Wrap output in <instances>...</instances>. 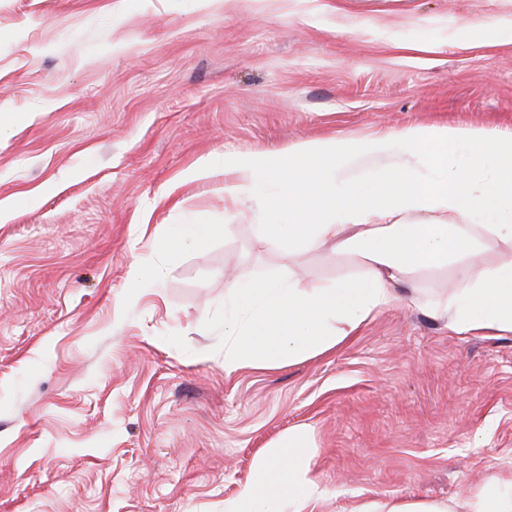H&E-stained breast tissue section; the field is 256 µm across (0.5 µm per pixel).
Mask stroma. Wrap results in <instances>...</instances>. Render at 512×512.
<instances>
[{"label": "stroma", "mask_w": 512, "mask_h": 512, "mask_svg": "<svg viewBox=\"0 0 512 512\" xmlns=\"http://www.w3.org/2000/svg\"><path fill=\"white\" fill-rule=\"evenodd\" d=\"M411 125L512 136V0H0V512H226L299 426L310 512L512 479V335L402 298L339 348L224 372L239 270L358 267L287 253L268 188L228 210L192 169ZM199 219L232 230L170 256Z\"/></svg>", "instance_id": "stroma-1"}]
</instances>
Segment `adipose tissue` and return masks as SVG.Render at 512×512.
<instances>
[{
  "mask_svg": "<svg viewBox=\"0 0 512 512\" xmlns=\"http://www.w3.org/2000/svg\"><path fill=\"white\" fill-rule=\"evenodd\" d=\"M471 149L468 164L455 156ZM401 148L405 165L367 174L364 184L341 188L342 162L362 151L386 154ZM292 164L266 169L257 159L221 162L204 159L199 177L230 172L224 199L234 202L253 184L275 183L267 207L289 218L266 224L269 237L289 248L330 247L361 260L359 274L328 288L310 287L299 278L252 279L233 289L224 316V369L279 368L287 362L329 351L397 297L398 284L419 269L456 263L466 286L428 300L433 314L447 318L451 332L463 335L512 334V137L468 126H411L375 138L368 145L348 141L305 140L291 149ZM495 155L498 167L484 172L482 159ZM480 213L498 217L475 223ZM492 248L493 264L472 260ZM307 428L288 430L256 457L253 476L243 487L242 512H275L289 504L305 512L312 494L307 486ZM354 512H512V490L490 483L461 507L443 501L363 502Z\"/></svg>",
  "mask_w": 512,
  "mask_h": 512,
  "instance_id": "adipose-tissue-1",
  "label": "adipose tissue"
}]
</instances>
